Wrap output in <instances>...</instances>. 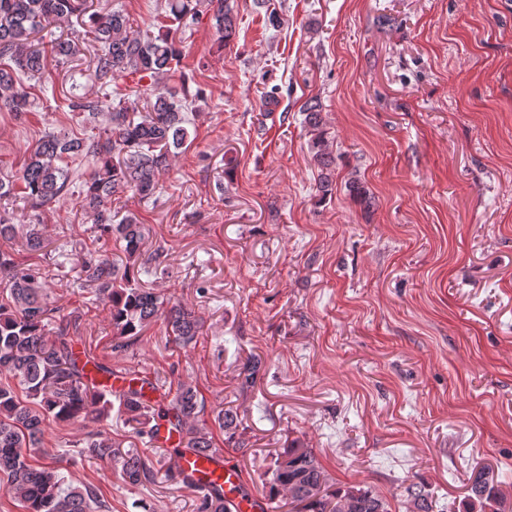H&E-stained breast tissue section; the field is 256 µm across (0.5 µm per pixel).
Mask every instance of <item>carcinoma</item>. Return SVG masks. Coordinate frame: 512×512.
Returning <instances> with one entry per match:
<instances>
[{
	"mask_svg": "<svg viewBox=\"0 0 512 512\" xmlns=\"http://www.w3.org/2000/svg\"><path fill=\"white\" fill-rule=\"evenodd\" d=\"M213 6L214 27L228 40L235 33V18L224 0H167L166 18L179 24L196 20L200 7ZM89 15L92 42L100 49L91 59L85 77L102 88L123 76L155 80L143 102L109 107L101 98L72 96L71 112L97 116L111 109V135L90 140L73 132H48L29 151L19 180L23 198L34 209L65 196L70 184L68 170L60 166L66 156H82L94 166L85 186L82 207L91 211L100 231L96 246L81 258L76 282L89 288L110 310L116 335L139 336L162 318L174 341L192 343L203 319L191 309L171 303L151 288L132 285L134 273L126 260L133 258L149 237L150 228L128 217L112 223L111 200L129 192L143 198L155 193L160 171L170 165L188 140L186 116L174 98L176 90L157 79L171 71L179 50L171 29L157 36L135 35L128 18L119 11L89 13L87 0H0V108L22 114L29 106V93L21 77L45 81L48 61L35 46L34 37L44 27ZM57 63H68L79 52V38L58 40L52 47ZM305 123L312 135L313 159L320 167L319 192L332 191L335 158L329 151L321 112L317 105L303 106ZM6 210H0V481L5 492L23 512H112L100 490L85 483H66L58 468L40 459L49 455L44 446V428L50 423L79 424L87 429L84 452L111 464L121 479L136 485L149 472L138 452L123 450L118 441L98 429L112 410L131 428L134 437L152 443L158 422L166 419L178 433L177 446L203 452L214 449L210 432L195 424L203 405L197 387L181 381L175 390H160V400L147 396L144 380L113 392L98 384L97 376L110 379L112 368L90 351L75 352L80 316L59 315L47 293V275L37 267H23L13 258L15 225ZM121 254L112 256L110 242ZM30 252L47 247L37 224L29 225L24 243ZM262 365L259 357L248 359L240 369V386H253ZM220 428L235 437L237 414L230 409L217 415ZM487 468L472 474L465 512H512L499 484L480 481ZM268 496L288 495L295 512H392L390 504L361 486L334 488L313 449L298 439L276 454L271 468ZM409 512H433V492L422 484L402 481ZM200 512H236L233 502L216 489L201 496Z\"/></svg>",
	"mask_w": 512,
	"mask_h": 512,
	"instance_id": "1",
	"label": "carcinoma"
}]
</instances>
